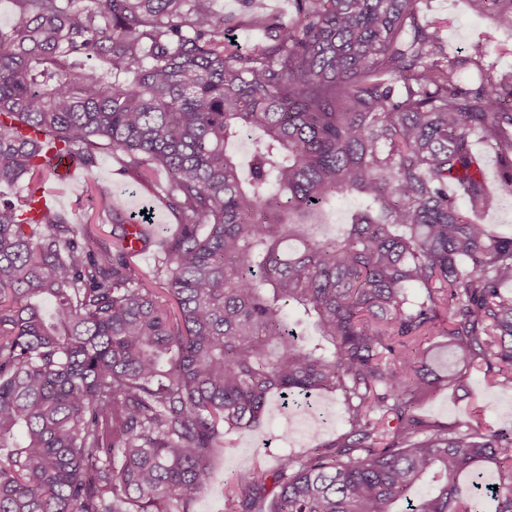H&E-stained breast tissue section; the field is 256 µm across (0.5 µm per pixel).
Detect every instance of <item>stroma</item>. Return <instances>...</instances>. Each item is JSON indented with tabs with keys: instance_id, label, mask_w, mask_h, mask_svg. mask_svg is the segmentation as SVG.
<instances>
[{
	"instance_id": "stroma-1",
	"label": "stroma",
	"mask_w": 512,
	"mask_h": 512,
	"mask_svg": "<svg viewBox=\"0 0 512 512\" xmlns=\"http://www.w3.org/2000/svg\"><path fill=\"white\" fill-rule=\"evenodd\" d=\"M421 19L437 20L442 26L443 41L449 54L468 55L475 49L488 52L495 70H512V32L498 28L492 18L472 10L469 0H415ZM124 156L119 152H103L97 157L94 175L99 182L112 185L124 209L131 214L150 209L152 227L158 234H175L177 225L172 214L158 206L151 194L123 171ZM49 186L59 195L60 211L71 217H91L88 208L86 180L73 183L50 178ZM93 231L103 242L112 240V224L104 217H91ZM471 398L460 400L445 390L420 405L426 418L466 426L475 407H483L485 426L494 430H512V389L486 385L482 374H472ZM315 409L326 412L320 427H313L301 416L283 417L281 400L271 396L266 414L252 431L233 432L224 437V451L219 454L211 477L197 493L194 512H225V484L249 470L256 462L275 464L278 458L306 454L310 448L328 443L347 431V411L339 396L316 393L310 398Z\"/></svg>"
}]
</instances>
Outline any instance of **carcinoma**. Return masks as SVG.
Segmentation results:
<instances>
[{"label": "carcinoma", "instance_id": "carcinoma-1", "mask_svg": "<svg viewBox=\"0 0 512 512\" xmlns=\"http://www.w3.org/2000/svg\"><path fill=\"white\" fill-rule=\"evenodd\" d=\"M10 2L0 512H193L225 434L273 393L286 414L319 391L348 431L255 464L225 490L233 512H512V432L417 413L468 397L474 369L512 387V236L475 222L512 195V71L491 82L483 53L449 55L414 0H294V24L264 0L229 17L214 0ZM471 2L512 30V0ZM240 27L264 40L240 48ZM251 131L243 164L229 143ZM50 147L89 171L112 244L35 207ZM104 151L178 215L151 275L91 174ZM342 193L364 206L318 237Z\"/></svg>", "mask_w": 512, "mask_h": 512}]
</instances>
